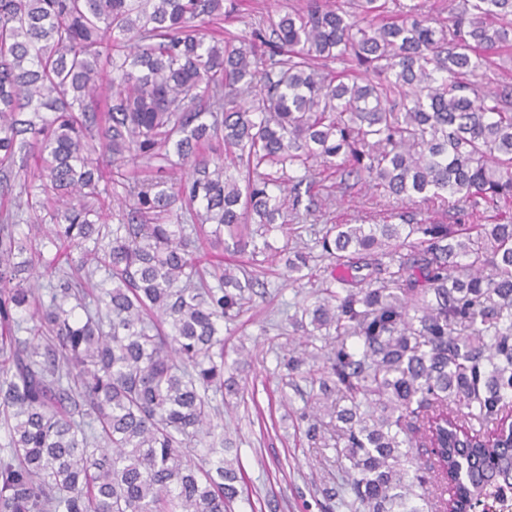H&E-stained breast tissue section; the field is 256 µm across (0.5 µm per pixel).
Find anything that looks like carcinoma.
<instances>
[{"label": "carcinoma", "instance_id": "cac0c4a2", "mask_svg": "<svg viewBox=\"0 0 512 512\" xmlns=\"http://www.w3.org/2000/svg\"><path fill=\"white\" fill-rule=\"evenodd\" d=\"M347 2L306 0L247 44L224 28V0H0V512H231L240 469L210 394L232 388L219 325L253 281L207 270L196 242L222 250L227 235L258 253L283 218L272 188L290 184L298 209L290 172L316 162L387 195L486 212L461 224L401 211L321 238L343 274L297 324L324 333L309 434L339 423L348 475L328 497L348 512H424L430 470L434 512H464L476 492L509 487L512 457L486 481L475 468L512 446L499 433L512 89L489 77L512 61V0H448L446 19ZM155 161L157 180L128 179L126 166ZM109 179L129 199L118 224L99 189ZM48 243L44 304L30 274ZM309 357L293 352L288 375ZM205 440L202 466L185 449Z\"/></svg>", "mask_w": 512, "mask_h": 512}]
</instances>
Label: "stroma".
I'll list each match as a JSON object with an SVG mask.
<instances>
[{
    "instance_id": "1",
    "label": "stroma",
    "mask_w": 512,
    "mask_h": 512,
    "mask_svg": "<svg viewBox=\"0 0 512 512\" xmlns=\"http://www.w3.org/2000/svg\"><path fill=\"white\" fill-rule=\"evenodd\" d=\"M304 0H251L231 26L240 38L251 39L269 19L299 8ZM332 183L317 174L311 189L322 205L315 211L289 213L283 228L271 232L268 248L258 256L225 248L215 255L201 246L204 266L217 263L246 270L257 284L242 312L224 325V375L236 386L225 395H213L222 411L224 445L236 449L243 477L242 493L234 512H324V486L340 478L335 432L325 429L322 439L306 437L305 417L310 404V379L289 377L284 361L302 341L292 320L319 289L329 285L336 263L326 257L317 241L330 224H345L372 212L387 216L402 210L395 197H382L358 186L335 203L325 197ZM311 251L308 269L292 272L288 255L294 248Z\"/></svg>"
}]
</instances>
